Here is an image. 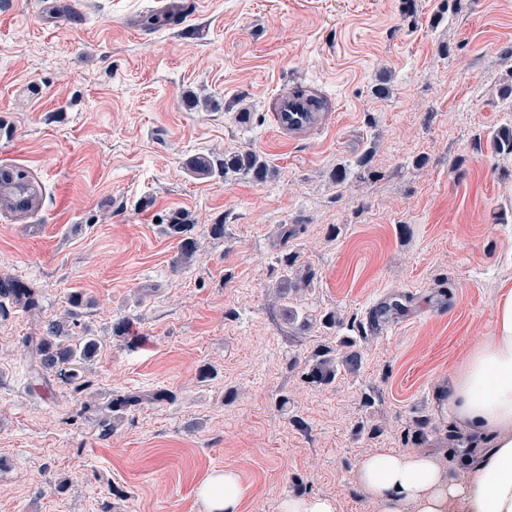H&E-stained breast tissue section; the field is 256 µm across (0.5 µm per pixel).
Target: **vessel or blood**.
Listing matches in <instances>:
<instances>
[{"label": "vessel or blood", "instance_id": "b4317fda", "mask_svg": "<svg viewBox=\"0 0 512 512\" xmlns=\"http://www.w3.org/2000/svg\"><path fill=\"white\" fill-rule=\"evenodd\" d=\"M332 108L328 96L294 90L278 97L271 123L280 138L296 142L329 125L334 117Z\"/></svg>", "mask_w": 512, "mask_h": 512}]
</instances>
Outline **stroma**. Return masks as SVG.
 I'll return each instance as SVG.
<instances>
[{"instance_id":"obj_1","label":"stroma","mask_w":512,"mask_h":512,"mask_svg":"<svg viewBox=\"0 0 512 512\" xmlns=\"http://www.w3.org/2000/svg\"><path fill=\"white\" fill-rule=\"evenodd\" d=\"M181 2L0 0V169L40 193L0 207V278L40 296L35 319L0 301V512H203L221 469L241 512H374L358 464L382 451L468 478L446 391L512 289V0H196L150 24ZM300 84L339 110L289 146L269 114ZM234 151L267 179L188 168ZM77 291L91 386L32 385L23 340ZM326 348L336 377L310 382ZM191 224H169V233L174 235L175 237L180 239V255L179 260L177 259V263H182L188 261L197 251V242L186 236V232L188 231V227ZM336 504L322 496L291 497L280 505V512H337Z\"/></svg>"}]
</instances>
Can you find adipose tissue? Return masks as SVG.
<instances>
[{
	"label": "adipose tissue",
	"mask_w": 512,
	"mask_h": 512,
	"mask_svg": "<svg viewBox=\"0 0 512 512\" xmlns=\"http://www.w3.org/2000/svg\"><path fill=\"white\" fill-rule=\"evenodd\" d=\"M449 401L455 420L488 447L469 482L446 475L431 455L376 453L359 463V482L376 512H512V289L494 306L489 336L456 371ZM197 495L205 512H240L237 474L216 470Z\"/></svg>",
	"instance_id": "adipose-tissue-1"
}]
</instances>
